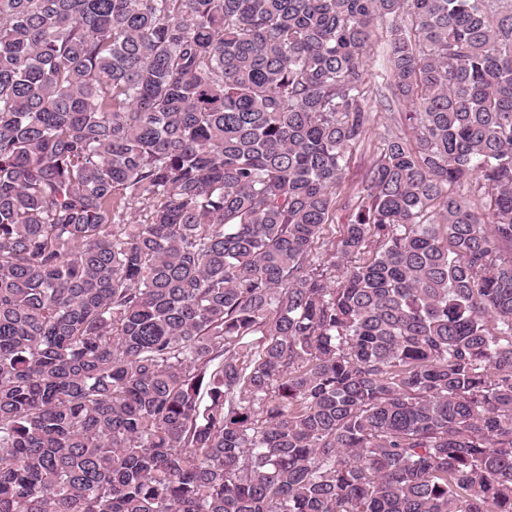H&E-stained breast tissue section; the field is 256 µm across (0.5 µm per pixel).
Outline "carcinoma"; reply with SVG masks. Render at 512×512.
Here are the masks:
<instances>
[{
  "mask_svg": "<svg viewBox=\"0 0 512 512\" xmlns=\"http://www.w3.org/2000/svg\"><path fill=\"white\" fill-rule=\"evenodd\" d=\"M0 512H512V0H0ZM368 107L373 112L374 123L371 125V129L366 135V139L353 146L348 152L349 172L346 183V188H349L348 192L356 189L360 184L363 174L376 156L378 137L384 132L386 127L391 128L397 133L410 136V131L404 128L399 121L397 109L392 112L385 111L379 106L378 100L374 97V94L370 95L368 98Z\"/></svg>",
  "mask_w": 512,
  "mask_h": 512,
  "instance_id": "carcinoma-1",
  "label": "carcinoma"
}]
</instances>
